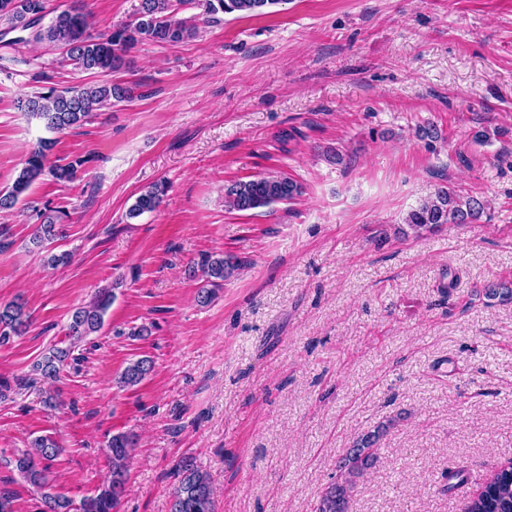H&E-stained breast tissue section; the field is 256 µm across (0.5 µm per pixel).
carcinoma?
I'll return each instance as SVG.
<instances>
[{
	"instance_id": "cac0c4a2",
	"label": "carcinoma",
	"mask_w": 512,
	"mask_h": 512,
	"mask_svg": "<svg viewBox=\"0 0 512 512\" xmlns=\"http://www.w3.org/2000/svg\"><path fill=\"white\" fill-rule=\"evenodd\" d=\"M283 0H138L133 19L103 35L91 33V14L84 0H73L72 5L55 14L47 26L41 22L46 16V0H0V31L5 36L16 30L27 33L14 41L24 43H49L63 51V59L76 69L111 73L118 70L126 53L142 42L176 45L198 37L200 28L196 16H183L187 8H200L209 22L219 20V15L236 17L261 16L282 3ZM133 99L130 87L106 81L80 85L61 90L51 88L34 92L20 100L18 107L30 117L45 123L51 131L62 132L83 124L95 111L110 104ZM55 140H42L26 155L23 166L12 186L0 191V211L13 210L32 184L47 176L58 183H70L76 178L78 168L87 163L77 158L61 164L50 161ZM167 185L156 183L142 192L130 208L128 217L136 218L145 212L157 210L165 196ZM301 194V185L285 175L257 176L229 185L224 192V207L230 211H249L287 203ZM484 215L482 201L444 185L438 186L433 195L412 209L406 216L403 235L417 237L438 224H478ZM42 224L32 242L41 247L58 233L55 217L39 213ZM241 262L232 256H202L198 263L201 278L206 285L198 289V302L210 304L216 290L224 280L239 270ZM114 294L100 291L83 307L71 315L69 345L53 346L32 366L33 377L10 383L0 379V399L7 398L12 387L28 386L36 380L49 382L56 379L61 366L72 356L74 348L88 335L98 332L104 323V314L112 303ZM28 326L25 305L12 301L0 304V347L22 335ZM153 371V362L140 358L129 363L121 373L118 383L122 387L140 385ZM394 425L390 419L379 424L353 441L336 464L338 480L328 484L319 497L316 512H349V499L356 480L363 477L377 462L380 440ZM33 451L14 459L15 469L40 496L41 512H115L126 491L127 468L133 448L134 436L121 432L108 441L107 462L110 477L94 495L76 502L52 491L49 470L62 448L50 436H37L31 441ZM176 480L170 501V512H215L213 487L210 475L193 460L179 462L173 472ZM465 512H512V460L498 466L488 475L479 490L465 505Z\"/></svg>"
}]
</instances>
